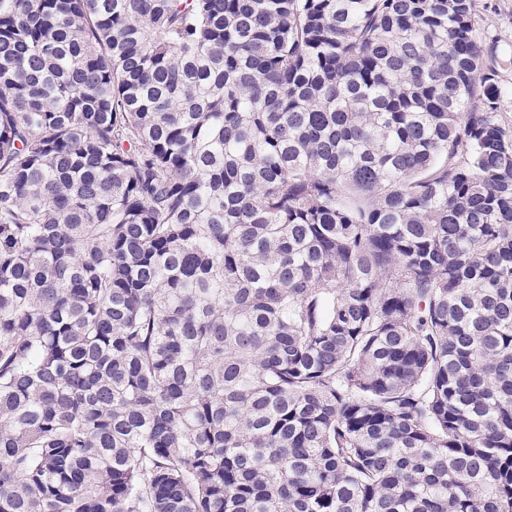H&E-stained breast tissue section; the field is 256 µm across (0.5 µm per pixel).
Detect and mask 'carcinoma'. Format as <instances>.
I'll return each mask as SVG.
<instances>
[{
  "instance_id": "obj_1",
  "label": "carcinoma",
  "mask_w": 512,
  "mask_h": 512,
  "mask_svg": "<svg viewBox=\"0 0 512 512\" xmlns=\"http://www.w3.org/2000/svg\"><path fill=\"white\" fill-rule=\"evenodd\" d=\"M477 8L0 0V512H512Z\"/></svg>"
}]
</instances>
